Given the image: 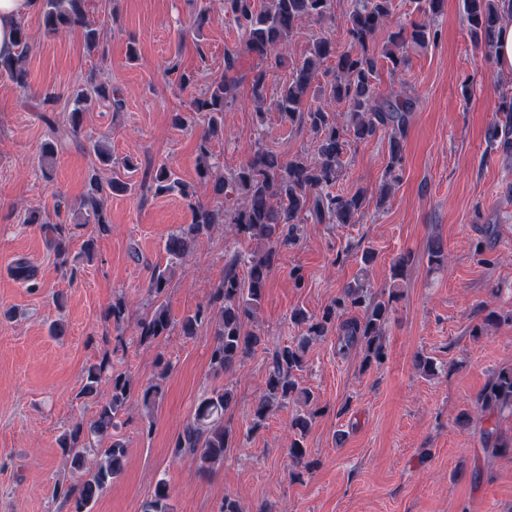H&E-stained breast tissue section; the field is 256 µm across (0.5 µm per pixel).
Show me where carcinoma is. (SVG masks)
<instances>
[{
	"label": "carcinoma",
	"mask_w": 512,
	"mask_h": 512,
	"mask_svg": "<svg viewBox=\"0 0 512 512\" xmlns=\"http://www.w3.org/2000/svg\"><path fill=\"white\" fill-rule=\"evenodd\" d=\"M334 0H224V10L231 14L239 32V42L245 51L268 60V54L286 46L293 31L305 19L325 22L333 17ZM420 10L427 15L423 21L406 28L391 31L384 44L376 42V35L389 24L393 0H354L348 17L347 34L350 47L339 49L326 36L312 40L307 55L293 66L291 79L282 86L275 107L290 123L307 127L316 140L314 155L300 153L285 160L277 152L257 141L251 147L247 160L234 173L214 182V190L224 199V208L214 210L193 204V223L172 233L165 251L181 259L195 247L198 240L210 234L214 226L226 223L236 235L263 242V247L243 260L234 255L227 264L220 281L205 306L198 307L180 322L183 336L191 338L202 328L213 329L209 366L214 375L233 372L241 367L255 351L267 354L264 387L253 407L256 422H262L273 407L286 403L311 401L308 390L298 386L295 372L302 370L306 347L315 340L336 334L340 349L358 347L364 352L365 365H382L387 359L384 342L386 327L397 294L388 299L372 296L369 285L362 278L348 283L342 292L318 316H310L302 309L295 310L291 321L304 327L303 336L291 345L268 347L249 321L262 302L271 270L278 265L283 247L296 244L300 224H353L366 204L367 191L334 194L330 189L340 179L344 157L354 143H362L382 132L388 136V179L379 199H384L392 186L401 181L399 166L403 160L404 143L411 118V102L407 99L385 98L377 91L375 79L381 59L392 64L395 72L407 62L410 47L425 48L437 41L439 30L433 16L443 6V0H419ZM85 0H42L43 22L51 33L81 29L85 43H97L98 33L84 22ZM464 20L476 45L492 57L498 30L512 21V0H464ZM28 33L24 25L17 28V50L0 56V72L4 71L18 85H27L28 73L22 60L28 51ZM238 49L224 52V75L215 80L204 97L191 102L192 111L207 119L208 133L197 144V174L209 178L210 135L224 127V111L235 98L237 80L230 76L238 64ZM335 62L327 70L330 79L321 89L323 98L318 105L307 104L310 89L324 62ZM267 71L258 69L251 79L253 100L264 103ZM111 101L120 109L122 99L109 93L107 85L90 79L89 85L74 94L75 106L62 121H51L49 127L56 136L77 132L82 114L94 99ZM505 120L491 126L487 136L492 151L512 155V96L503 97ZM157 193H166L182 183L174 178L171 168L160 165L152 176ZM130 183L116 176L101 183L96 175L89 178V189L83 196L80 209L83 223L95 225L96 236L84 241L83 255L91 257L95 237L109 233L110 226L104 211L105 197L125 193ZM51 235V244L61 263H67L71 240L70 227L63 221L43 223ZM429 264L434 270L448 263V252L440 239L430 241ZM247 268L241 276L239 265ZM170 268L154 271L148 286L152 297L150 308L137 321L136 336L140 343L151 344L169 335L173 326L166 288L170 282ZM128 313L124 298L117 297L105 310V317L116 327L124 325ZM132 391L131 379L112 373L108 354L85 369L81 397L95 407L93 418L73 424L59 438V446L71 457L72 478L55 484V498L71 508V512H91L93 503L108 485L118 479L125 467L127 448L113 431L120 425ZM163 398L157 381L143 385L140 401L152 412ZM233 393L216 387L198 402L189 419L172 443V456L189 454L198 461V469L210 472L224 460L231 445V433L224 426V414L231 408ZM487 418L504 412L512 414V368L500 370L479 395L474 406ZM309 426L306 416L298 414L291 419L290 428L299 433L288 448V457L295 465L308 468L306 449L302 444ZM108 437L111 443L101 451L99 442ZM484 450L493 457L512 456V439L505 438L497 423L481 430ZM168 484L157 482L151 498L143 505V512H173Z\"/></svg>",
	"instance_id": "obj_1"
}]
</instances>
